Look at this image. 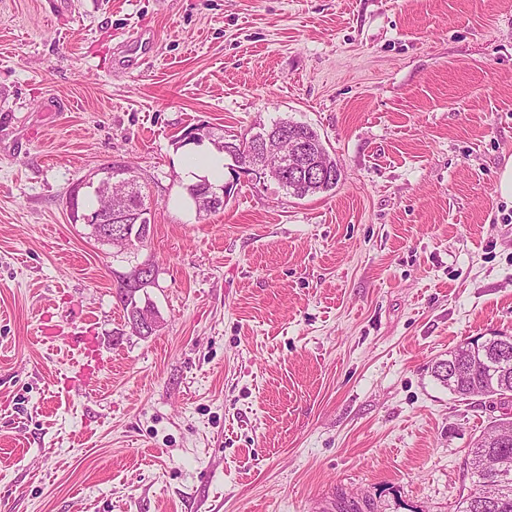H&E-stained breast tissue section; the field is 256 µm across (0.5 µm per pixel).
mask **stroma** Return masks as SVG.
<instances>
[{"label": "stroma", "instance_id": "1", "mask_svg": "<svg viewBox=\"0 0 512 512\" xmlns=\"http://www.w3.org/2000/svg\"><path fill=\"white\" fill-rule=\"evenodd\" d=\"M281 118L336 189L229 160L198 216L177 137ZM109 163L150 192L133 255L69 220ZM509 164L512 0H0V512H456L512 406L432 369L512 336ZM123 312L126 318V307L123 308ZM126 323L140 336H150L159 327V319L154 309L149 304L141 306L137 302H133L129 308Z\"/></svg>", "mask_w": 512, "mask_h": 512}]
</instances>
